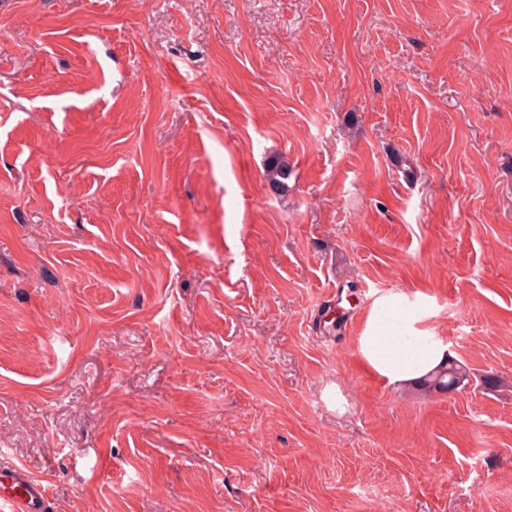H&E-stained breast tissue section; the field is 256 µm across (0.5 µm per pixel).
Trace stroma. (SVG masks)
<instances>
[{"label":"stroma","mask_w":512,"mask_h":512,"mask_svg":"<svg viewBox=\"0 0 512 512\" xmlns=\"http://www.w3.org/2000/svg\"><path fill=\"white\" fill-rule=\"evenodd\" d=\"M388 292L463 387L362 365ZM10 464L49 512H512V0H0ZM291 175L288 161L281 155L271 156L267 160L265 178L274 192L287 188L286 180Z\"/></svg>","instance_id":"obj_1"}]
</instances>
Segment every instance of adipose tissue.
Instances as JSON below:
<instances>
[{"instance_id":"adipose-tissue-1","label":"adipose tissue","mask_w":512,"mask_h":512,"mask_svg":"<svg viewBox=\"0 0 512 512\" xmlns=\"http://www.w3.org/2000/svg\"><path fill=\"white\" fill-rule=\"evenodd\" d=\"M423 298L386 293L372 304L356 352L387 385L400 388L422 380L448 356V347L426 326Z\"/></svg>"}]
</instances>
